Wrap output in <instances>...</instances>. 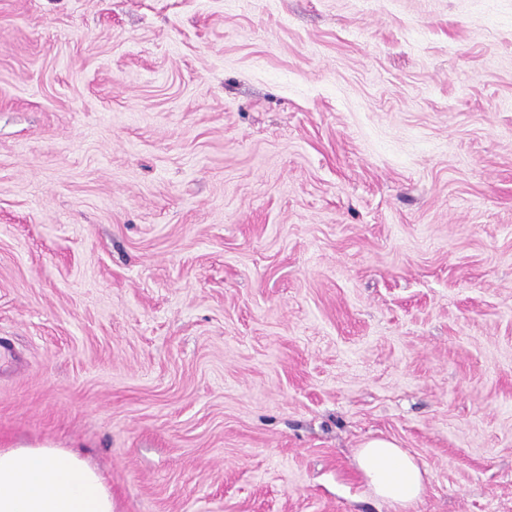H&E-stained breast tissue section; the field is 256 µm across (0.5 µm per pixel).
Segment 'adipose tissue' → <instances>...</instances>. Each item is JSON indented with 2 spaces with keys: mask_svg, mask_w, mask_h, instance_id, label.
Here are the masks:
<instances>
[{
  "mask_svg": "<svg viewBox=\"0 0 512 512\" xmlns=\"http://www.w3.org/2000/svg\"><path fill=\"white\" fill-rule=\"evenodd\" d=\"M356 463L370 492L399 512L422 497L424 471L385 438L363 443ZM0 512H112V491L79 454L44 442L0 448Z\"/></svg>",
  "mask_w": 512,
  "mask_h": 512,
  "instance_id": "obj_1",
  "label": "adipose tissue"
}]
</instances>
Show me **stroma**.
<instances>
[{
	"instance_id": "1",
	"label": "stroma",
	"mask_w": 512,
	"mask_h": 512,
	"mask_svg": "<svg viewBox=\"0 0 512 512\" xmlns=\"http://www.w3.org/2000/svg\"><path fill=\"white\" fill-rule=\"evenodd\" d=\"M0 341L113 512H512V0H0ZM356 463L373 496L397 509L408 510L424 493L425 471L394 441H366L357 452Z\"/></svg>"
}]
</instances>
